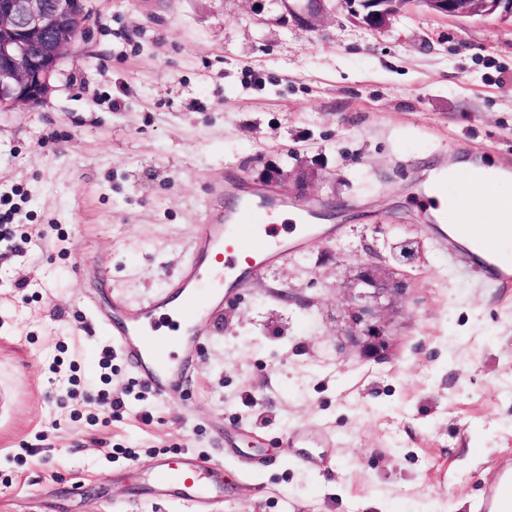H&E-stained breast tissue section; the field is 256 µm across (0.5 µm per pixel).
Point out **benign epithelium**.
<instances>
[{
	"label": "benign epithelium",
	"instance_id": "benign-epithelium-1",
	"mask_svg": "<svg viewBox=\"0 0 512 512\" xmlns=\"http://www.w3.org/2000/svg\"><path fill=\"white\" fill-rule=\"evenodd\" d=\"M296 0H281L279 19L295 27L311 30L331 12L330 0H310L305 12ZM365 13L362 23L371 30L388 27L399 14L418 8L429 14L475 18L500 14L512 19V0H360ZM90 16L86 0H0V106H36L43 101L58 70L64 51L76 34L87 29ZM312 168L285 170L268 167L262 177L270 190L287 185L298 198L309 190ZM362 281L375 293L399 294L407 289L401 279H386L371 264L363 267ZM351 319L358 335L375 356L384 359L386 325L365 315L364 307H352Z\"/></svg>",
	"mask_w": 512,
	"mask_h": 512
}]
</instances>
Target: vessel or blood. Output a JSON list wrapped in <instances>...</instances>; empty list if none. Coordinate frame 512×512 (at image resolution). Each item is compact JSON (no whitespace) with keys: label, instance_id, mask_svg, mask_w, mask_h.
I'll use <instances>...</instances> for the list:
<instances>
[{"label":"vessel or blood","instance_id":"1","mask_svg":"<svg viewBox=\"0 0 512 512\" xmlns=\"http://www.w3.org/2000/svg\"><path fill=\"white\" fill-rule=\"evenodd\" d=\"M460 222L454 236L442 237L449 252H463L466 264L496 285L512 283V254L502 247L512 240V199L489 197L473 201L455 197ZM280 205L255 191L240 195L234 204L214 207L197 224L186 263L175 276V297L153 295L136 306L116 301L111 315L96 320L112 334V344L130 365L136 380L164 398L176 390L199 351L195 339L200 321L219 312L228 290L262 271L288 252L311 247L330 235L321 224L252 223L254 214L274 215ZM500 217L496 230L475 223V214ZM220 462L185 455L179 461L157 457L144 470L149 497L174 501L187 512H222L224 484L213 474ZM475 512H512V459L502 460L496 479L485 486Z\"/></svg>","mask_w":512,"mask_h":512}]
</instances>
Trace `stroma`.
<instances>
[{
    "label": "stroma",
    "mask_w": 512,
    "mask_h": 512,
    "mask_svg": "<svg viewBox=\"0 0 512 512\" xmlns=\"http://www.w3.org/2000/svg\"><path fill=\"white\" fill-rule=\"evenodd\" d=\"M46 98L0 110V512H183L140 496L154 456L224 463V512H471L512 456V304L413 203L434 167H512V21L414 9L379 32L348 0L312 30L270 0H88ZM316 168L289 211L336 199L334 238L287 253L201 323L162 400L90 305H135L188 258L213 193ZM408 282L349 309L361 266ZM105 392L111 415L89 404ZM302 439L289 444L292 433ZM82 494L68 493L71 481ZM364 307L356 305L352 307L351 319L357 328L358 335L366 339V345L376 357L384 359L386 350L384 336H386V325L383 321L367 318Z\"/></svg>",
    "instance_id": "1"
}]
</instances>
